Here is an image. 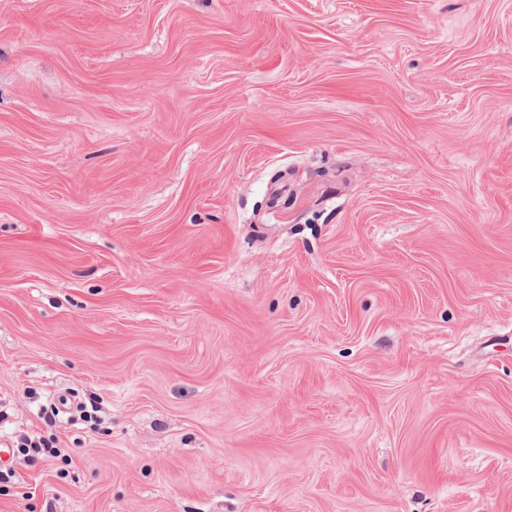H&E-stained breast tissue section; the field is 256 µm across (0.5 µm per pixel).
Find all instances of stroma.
Segmentation results:
<instances>
[{
	"label": "stroma",
	"mask_w": 512,
	"mask_h": 512,
	"mask_svg": "<svg viewBox=\"0 0 512 512\" xmlns=\"http://www.w3.org/2000/svg\"><path fill=\"white\" fill-rule=\"evenodd\" d=\"M0 436V512H512V0H0Z\"/></svg>",
	"instance_id": "1"
}]
</instances>
